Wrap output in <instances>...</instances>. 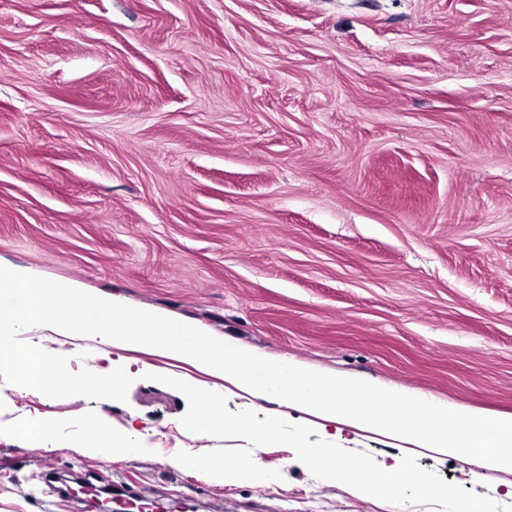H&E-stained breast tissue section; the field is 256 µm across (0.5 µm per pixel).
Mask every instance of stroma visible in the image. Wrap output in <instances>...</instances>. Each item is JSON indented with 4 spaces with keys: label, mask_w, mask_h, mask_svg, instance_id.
<instances>
[{
    "label": "stroma",
    "mask_w": 512,
    "mask_h": 512,
    "mask_svg": "<svg viewBox=\"0 0 512 512\" xmlns=\"http://www.w3.org/2000/svg\"><path fill=\"white\" fill-rule=\"evenodd\" d=\"M0 261L76 280L265 355L512 414V0H0ZM126 402L0 380V512H87L46 472L142 487L176 512H411L320 480L230 483L170 452L187 431L157 373L320 428L172 358L32 328ZM137 453L84 454L91 422ZM389 464L392 439L350 428ZM166 441L169 452L158 448ZM420 467L512 504V477L417 448Z\"/></svg>",
    "instance_id": "obj_1"
}]
</instances>
